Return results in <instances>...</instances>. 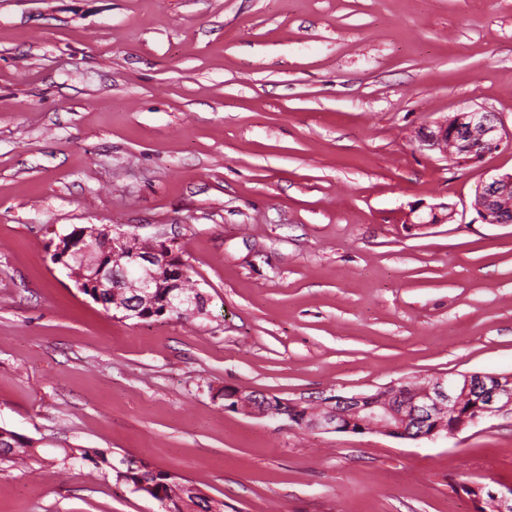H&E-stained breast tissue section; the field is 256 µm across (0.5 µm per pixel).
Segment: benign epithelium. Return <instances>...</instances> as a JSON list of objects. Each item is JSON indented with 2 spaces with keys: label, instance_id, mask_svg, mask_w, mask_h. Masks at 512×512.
<instances>
[{
  "label": "benign epithelium",
  "instance_id": "obj_1",
  "mask_svg": "<svg viewBox=\"0 0 512 512\" xmlns=\"http://www.w3.org/2000/svg\"><path fill=\"white\" fill-rule=\"evenodd\" d=\"M420 137L421 144L435 150L457 165H471L483 156L479 146L491 149L512 145V132L507 130L496 112L461 110L434 122ZM512 194V174L492 177L477 191L473 208L486 224H512L502 201ZM90 238L101 245L110 262L100 263L93 252H73L65 245V237L52 252L54 262L69 271L81 292L119 314L124 319L147 316L162 317L167 311H179L190 318L201 317L206 295L197 282H186L184 259L167 241H141L135 234L112 232L108 228L91 227ZM471 400L455 431L469 424L512 410V374L464 373L455 378L429 379L425 384L385 388L386 404L371 402L364 393L330 396L321 403V412L300 417L301 403L268 398L258 390L224 391L226 409L246 414L283 417L298 422L305 429L350 432L353 422L362 419V431L397 438L409 437L411 428L421 427L414 439L434 441L440 438L441 422L437 416L447 410H459L461 399ZM478 499H486L493 512H512V486L499 492H483L480 485L467 484Z\"/></svg>",
  "mask_w": 512,
  "mask_h": 512
}]
</instances>
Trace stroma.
I'll return each instance as SVG.
<instances>
[{
  "instance_id": "stroma-1",
  "label": "stroma",
  "mask_w": 512,
  "mask_h": 512,
  "mask_svg": "<svg viewBox=\"0 0 512 512\" xmlns=\"http://www.w3.org/2000/svg\"><path fill=\"white\" fill-rule=\"evenodd\" d=\"M512 131V0H0V512H155L67 448L131 454L224 512H478L512 413L435 442L225 409L512 373V224L423 128ZM96 226L172 240L189 321L113 317L50 260ZM0 441L8 444L9 448H1L0 452V465H7V467H29L30 461L35 460V454L31 450L33 443L26 440L19 434L12 430L0 427ZM15 446L13 448L12 445Z\"/></svg>"
}]
</instances>
